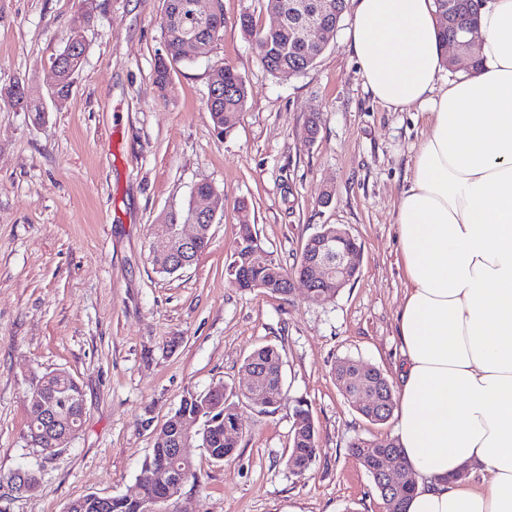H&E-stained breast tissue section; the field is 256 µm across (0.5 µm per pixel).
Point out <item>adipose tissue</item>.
I'll list each match as a JSON object with an SVG mask.
<instances>
[{
	"instance_id": "adipose-tissue-1",
	"label": "adipose tissue",
	"mask_w": 512,
	"mask_h": 512,
	"mask_svg": "<svg viewBox=\"0 0 512 512\" xmlns=\"http://www.w3.org/2000/svg\"><path fill=\"white\" fill-rule=\"evenodd\" d=\"M477 30L444 79L434 0H353L366 89L429 127L397 205L406 512H512V0H483Z\"/></svg>"
}]
</instances>
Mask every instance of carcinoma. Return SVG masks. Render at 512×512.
Masks as SVG:
<instances>
[{
    "instance_id": "cac0c4a2",
    "label": "carcinoma",
    "mask_w": 512,
    "mask_h": 512,
    "mask_svg": "<svg viewBox=\"0 0 512 512\" xmlns=\"http://www.w3.org/2000/svg\"><path fill=\"white\" fill-rule=\"evenodd\" d=\"M192 0H165L162 21L163 50L154 66V82L165 91L172 84L175 67L210 51L212 44L224 37V14L220 0H213V11L207 18L193 13ZM266 8L282 17V24L267 31L255 30L252 15L243 13L239 18L240 31L254 38L260 61L265 70L274 77L283 74L297 76L312 68L317 59L328 47V43H309L295 37V29L300 18L294 13L291 4L295 0H265ZM305 3L304 14H314L330 32H336L340 16L336 15V0H330L329 10H318L319 0H301ZM483 0H453L452 18L449 22L439 21L440 36L443 47L448 41L463 43L468 40V32L476 28L478 10ZM195 36L199 50L188 49L187 41ZM85 54L84 45H66L57 54L53 67L57 70L58 84L53 96L57 102L65 100L72 88L74 75L80 68ZM28 82L16 79L0 87V112L22 111L41 114L43 104L38 99L26 97ZM248 89L242 76L231 66L220 69L217 79L209 84L207 110L214 130L220 136L228 135L235 127L239 115L246 103ZM194 217L193 203L173 207L163 213L154 228L162 224H184ZM240 250L234 253L233 260L226 267L229 283L243 291L263 290V286L274 281H283L291 276L305 272L303 262H298L291 269H286L270 258L262 247L252 225L241 224L237 231ZM283 363L279 350L272 345L254 349L245 359L242 369H250L258 376L262 387L268 392L264 406L275 412L280 407L279 366ZM56 387L54 392L65 401L59 409L60 428L71 433L79 431L84 409V396L76 379L65 370H58L54 375ZM386 391L385 409L375 413L374 418L361 412L364 418L374 424H384L392 416L395 400L389 381H383ZM232 389L222 382L210 386L204 391H189L181 399L178 409L162 428H170L173 420L183 416H197L202 426L199 445L212 449L209 459L222 463L234 456L237 441L227 439L242 433L239 403L231 399ZM291 442L285 455V466L294 475L304 474L315 462L318 449V431L308 404L297 401L291 413ZM169 445L164 440H155L151 456L142 466L139 476L144 497L157 494L153 467L157 459L168 453ZM416 482H402L401 489L393 500L391 512H402L405 502L415 491ZM65 512H139L138 503L124 496L113 497L105 506L98 503L93 495L88 494L71 501Z\"/></svg>"
}]
</instances>
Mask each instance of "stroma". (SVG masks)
<instances>
[{
  "instance_id": "1",
  "label": "stroma",
  "mask_w": 512,
  "mask_h": 512,
  "mask_svg": "<svg viewBox=\"0 0 512 512\" xmlns=\"http://www.w3.org/2000/svg\"><path fill=\"white\" fill-rule=\"evenodd\" d=\"M224 36L179 64L167 93L153 83L164 0H0V86L28 81L46 110L0 112V512H64L89 493L129 496L154 431L190 391L242 378L245 358L271 344L283 355V400L267 412L240 402L243 433L223 463L197 455L196 479L171 512H385L350 444L394 439L339 390L342 358L380 368L398 387L403 357L396 313L406 282L397 265L396 204L427 133L418 109L393 111L366 90L346 34L305 74L276 78L242 13L257 29L276 18L263 0H221ZM85 46L68 99L51 96L53 60L71 39ZM248 97L227 136L205 101L222 66ZM315 140L303 132L310 113ZM211 183L224 198L211 244L192 266L158 273L152 226ZM254 225L271 257L296 263L322 225L347 229L362 247L361 272L325 304L304 287L283 297L242 292L226 279L237 227ZM79 382L86 415L52 458L26 440V399L46 373ZM306 399L318 451L304 475L283 458L290 411ZM33 471L31 489L13 477Z\"/></svg>"
}]
</instances>
